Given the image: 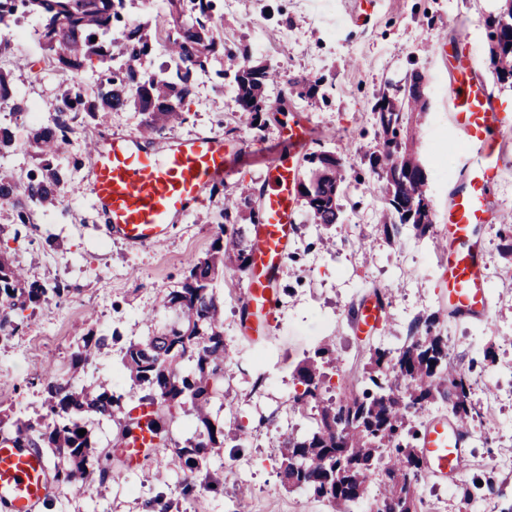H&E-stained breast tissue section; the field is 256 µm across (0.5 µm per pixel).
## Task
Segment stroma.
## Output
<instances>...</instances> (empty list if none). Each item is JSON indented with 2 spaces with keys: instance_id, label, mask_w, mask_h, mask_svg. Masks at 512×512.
<instances>
[{
  "instance_id": "stroma-1",
  "label": "stroma",
  "mask_w": 512,
  "mask_h": 512,
  "mask_svg": "<svg viewBox=\"0 0 512 512\" xmlns=\"http://www.w3.org/2000/svg\"><path fill=\"white\" fill-rule=\"evenodd\" d=\"M500 5L501 0H236L225 12V39L250 45L255 60L277 68L286 80L321 79L315 99L292 95L288 103L313 130L309 152L334 153L348 171L339 199L341 219L317 226L298 211L289 253L274 279L279 306L271 332H253L242 318L245 272L231 267L215 282L224 301V346L235 365L225 374L212 410L239 426L238 434L225 439L222 456L210 464L218 490L184 496L168 466L173 449L192 438L196 427L193 415L177 408L166 440L139 465L130 469L109 462L108 477L87 489L53 484L47 512H332L325 501L284 486L279 477L282 435L308 427L305 415L294 408L293 397L302 390L295 367L332 343L335 359L324 366L323 396L338 397L348 390L350 378H362L370 347L383 337L402 344L419 317L438 316L449 362L475 382L471 399L476 406L484 404V388L512 387V256L503 250L499 225L477 230L490 286L485 318L450 316L437 247L460 180L457 157L465 149L461 138L448 134V52L463 44L475 56L492 96L512 105V86L499 83L489 65L485 21ZM250 19L265 32L263 46L252 43ZM35 28L33 21L21 23L7 50L0 51V70L9 72L17 96L38 113L35 122L11 123L18 149L8 164L21 179L35 165L24 149L29 131L35 124H51L60 79L40 60ZM20 58L33 60V67L16 69ZM415 73L425 79L428 109L411 121L409 147L427 173L433 227L424 237L406 229L390 237L378 222L386 206L382 184L368 163L379 148L373 106L381 93ZM185 112V122L163 131L162 139L221 134L231 150L230 170L222 189L206 192L201 208L173 224L161 241L132 248L108 237L83 192L89 169L85 144L105 127L138 130L141 116L133 111L78 118L72 144L59 155L71 183L62 192V207L34 210L27 226L14 223L12 211L0 207L5 228L0 251L28 281L69 290L65 299L51 297L37 305L18 331L0 339V410L24 421L39 419L46 411L45 379L68 370L82 336L91 332L112 335L113 341L86 366L83 380L106 381L125 413L139 405L143 392L121 364L125 349L169 325L165 295L181 287L190 260L210 251L225 195L263 187L268 161L262 152L281 142L288 121L278 113L263 130L251 128L212 72L199 76ZM377 290L387 295L380 333H356L352 308ZM471 336L480 337V348L468 345ZM487 347L494 360H485ZM510 459L512 405L506 403L498 407L486 442L467 440L457 484L421 481L427 512H471L475 503L487 512H512Z\"/></svg>"
}]
</instances>
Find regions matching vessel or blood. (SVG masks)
Instances as JSON below:
<instances>
[{
	"label": "vessel or blood",
	"instance_id": "1",
	"mask_svg": "<svg viewBox=\"0 0 512 512\" xmlns=\"http://www.w3.org/2000/svg\"><path fill=\"white\" fill-rule=\"evenodd\" d=\"M449 72V129L463 138L475 156L464 162V182L448 202L443 280L449 310L477 316L486 310L487 282L481 244L474 231L498 219L491 208L492 188L501 169L497 140L512 123V114L489 93L468 50L452 49ZM282 134L297 151L310 142L309 128L294 119ZM88 156L91 167L86 191L91 206L102 216L108 233L134 246L161 240L171 224L202 205L206 187L223 182L228 172L223 137L207 132L161 145L135 132L107 131L90 143ZM268 169L271 180L252 240L244 304L248 312L261 314L269 322L276 312L272 283L295 231L299 167L292 157L272 150ZM383 312L378 298L366 299L354 314L358 330H374ZM134 414L140 426L124 437L120 448L133 465L159 444L146 427L150 405H139ZM418 454L424 475L456 484L465 455L463 426L446 417L427 420ZM50 485V469L39 449L0 438V512H37Z\"/></svg>",
	"mask_w": 512,
	"mask_h": 512
}]
</instances>
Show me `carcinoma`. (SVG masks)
Instances as JSON below:
<instances>
[{"label": "carcinoma", "mask_w": 512, "mask_h": 512, "mask_svg": "<svg viewBox=\"0 0 512 512\" xmlns=\"http://www.w3.org/2000/svg\"><path fill=\"white\" fill-rule=\"evenodd\" d=\"M130 0H0V26L10 27L22 19L37 21V40L43 58L61 73L55 99L53 123L31 130L26 148L33 153L36 171L27 180L0 166V206L14 210L17 224L33 223V209L56 208L68 185L67 172L57 162L60 148L70 144L73 123L80 114L94 119L100 112L132 109L142 115L140 131L154 135L183 120L184 105L195 94L196 74L214 62L222 65L216 75L231 78L238 111L249 115L250 126L261 130L273 110L268 89L278 83L279 71L255 64L247 46L231 48L224 43V16L214 13L213 0H166L167 11L159 22L134 18ZM491 41L490 65L497 80L512 85V0H504L499 12L486 20ZM166 34L165 76L150 77L160 34ZM96 41H91V38ZM98 61L100 73L92 93H87L69 74L86 63ZM300 98L313 99L320 81L306 77L289 82ZM12 102L13 115L26 108L13 98L7 74L0 70V102ZM426 101L407 86L382 93L374 112L383 140L369 158L373 170L384 179L387 209L381 223L398 233L405 226L419 237L432 227V205L426 192L427 178L414 153L401 138L409 114L424 113ZM17 149L13 131L0 122V160ZM298 191L308 220L335 224L340 217L338 198L347 176L343 164L330 153H311ZM252 204L249 194L224 197V223L218 225L216 242L204 258L188 263L182 286L170 291L164 306L176 313V321L138 342L129 344L122 364L133 385L147 391L143 399L155 407L151 427L162 434L173 408L190 406L202 430L187 445L175 449L171 465L182 475L185 495L209 487L198 480L210 459L224 448V438L234 423L214 415L212 399L219 394L230 355L224 348V303L213 283L224 266L248 265L250 240L240 228L243 208ZM66 289L26 281L22 271L0 252V332L17 329L10 313L27 304H37L51 293L63 297ZM107 346V336L82 337L66 374L47 383V413L33 423L0 413V433L15 434L22 443L45 447L60 458L55 477L62 484L86 488L95 477H104L100 467L103 451L90 434L88 419L115 422L119 436L131 422L118 417L121 397L102 385L79 382L78 374ZM332 353L324 345L296 369L303 391L293 397L300 409L316 408L312 425L304 434L285 435L281 477L288 487L303 488L329 503L334 512H356L375 486L374 504L387 512H423L418 496L421 461L412 419L435 400L448 402L454 419L468 426L476 407L470 399L467 375L448 365V338L441 335L439 320L429 316L411 326L408 343L398 348L377 346L369 350L364 389L336 401L322 398L318 359Z\"/></svg>", "instance_id": "cac0c4a2"}]
</instances>
